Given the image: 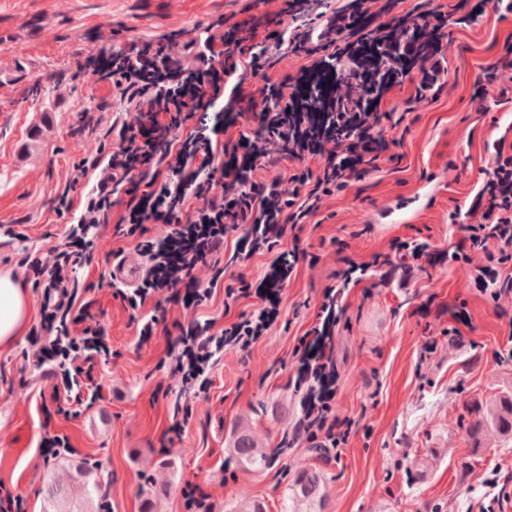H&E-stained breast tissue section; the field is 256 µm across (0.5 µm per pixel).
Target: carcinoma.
Here are the masks:
<instances>
[{"instance_id": "carcinoma-1", "label": "carcinoma", "mask_w": 512, "mask_h": 512, "mask_svg": "<svg viewBox=\"0 0 512 512\" xmlns=\"http://www.w3.org/2000/svg\"><path fill=\"white\" fill-rule=\"evenodd\" d=\"M467 412L470 420L465 430L472 448L470 460L462 463L465 468L484 453L483 439L486 434L493 433L506 442L512 441V381L501 388L491 405L475 401L468 405ZM232 452L243 466L256 471L270 466L274 460L273 449L243 433L235 440ZM74 469L75 476L70 485L64 487L56 482L47 484L43 512H103L100 505L95 503L101 498L97 473L84 464H77ZM323 479L322 472L317 468L298 471L288 484L282 512H324ZM164 492L165 486L152 479L148 481L141 494L145 512H153L155 498Z\"/></svg>"}]
</instances>
